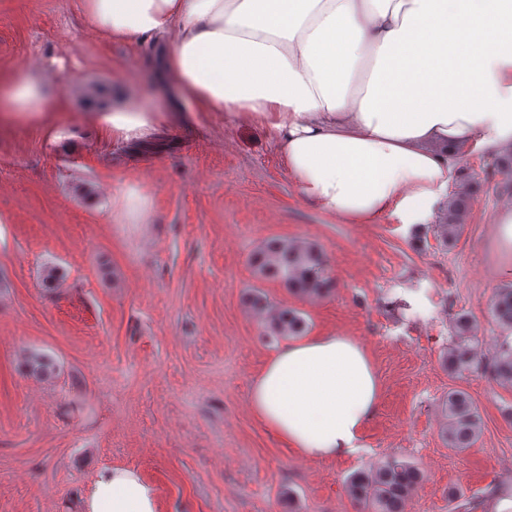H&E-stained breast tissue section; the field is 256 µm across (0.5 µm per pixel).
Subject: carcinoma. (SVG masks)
<instances>
[{
    "instance_id": "1",
    "label": "carcinoma",
    "mask_w": 512,
    "mask_h": 512,
    "mask_svg": "<svg viewBox=\"0 0 512 512\" xmlns=\"http://www.w3.org/2000/svg\"><path fill=\"white\" fill-rule=\"evenodd\" d=\"M471 197L470 181L466 180L449 198L442 225L446 239H454L462 229ZM253 265L260 276L278 280L301 295H319L328 285L323 253L314 244L274 239L255 255ZM490 312L503 333L492 356L478 357V328L468 316L459 315L453 320L445 365L452 374L488 372L500 382L512 385V287L495 293ZM267 330L276 336H296L303 330V321L294 311L283 309L267 319ZM29 371L34 376L47 377L52 375L54 366L49 359L35 356L29 362ZM445 412L448 447L457 452L472 448L479 437L481 416L470 396L461 389L449 391ZM422 480L418 468L392 459L368 473L353 475L347 490L356 503L368 506L371 512H404L406 500Z\"/></svg>"
}]
</instances>
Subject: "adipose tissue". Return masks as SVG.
Instances as JSON below:
<instances>
[{
    "label": "adipose tissue",
    "instance_id": "1",
    "mask_svg": "<svg viewBox=\"0 0 512 512\" xmlns=\"http://www.w3.org/2000/svg\"><path fill=\"white\" fill-rule=\"evenodd\" d=\"M82 12L117 41L169 36L178 94L268 128L301 197L347 224L425 223L457 180L456 148H512V0H82ZM54 109L29 71L0 82V112ZM160 119L135 101L95 117L125 141ZM380 396L367 350L327 334L279 346L249 404L299 456L324 460L360 450ZM87 512L155 503L115 467Z\"/></svg>",
    "mask_w": 512,
    "mask_h": 512
}]
</instances>
